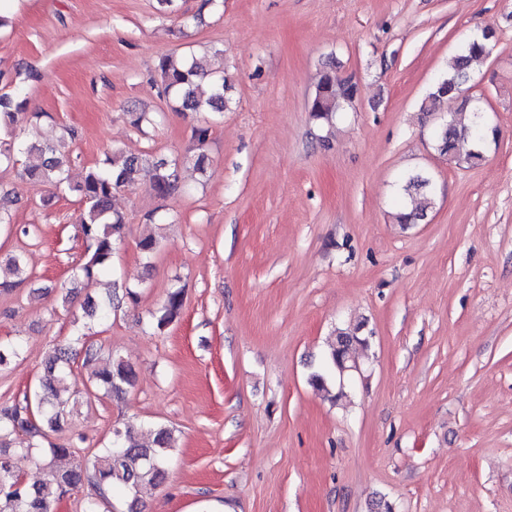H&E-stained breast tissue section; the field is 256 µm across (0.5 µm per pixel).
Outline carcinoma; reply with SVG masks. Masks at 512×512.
<instances>
[{
    "instance_id": "1",
    "label": "carcinoma",
    "mask_w": 512,
    "mask_h": 512,
    "mask_svg": "<svg viewBox=\"0 0 512 512\" xmlns=\"http://www.w3.org/2000/svg\"><path fill=\"white\" fill-rule=\"evenodd\" d=\"M494 31L484 29L467 36L458 52L448 61L429 93L422 100L420 110L438 112L456 100L458 91L469 82L477 65L489 53V43ZM164 93L177 103V111L221 114L228 109L230 98L224 72L209 67L207 60L191 56L168 54L159 59ZM357 86L344 82L336 75L334 63H324L320 70L309 110L319 120L332 123L336 113L352 105ZM26 100L10 95L0 96V168L14 169L19 156H36V162L20 172L23 180L50 185L60 192H69L84 204L77 222L78 236L85 244L83 259L72 270L71 281L91 280L109 272L116 245L123 230V217L112 207L117 190L129 187L143 175L154 192L166 198L183 188L184 173L193 171L205 174L208 157L203 151L210 135L208 123L193 128L196 152L183 158L168 160L151 154L126 155L115 150L106 159L105 166L86 169L79 181H72L71 160L59 151V138L51 136L42 141H16L15 127ZM489 130L480 120V108L475 103L464 102L448 115L436 135L440 153L450 159H463L478 165L483 159L481 145ZM400 209L394 215L399 224H417L427 216L431 204L430 179L421 173L404 177ZM27 278L24 256L12 254L0 260V292H9ZM122 297L111 290L104 298H89L81 306L82 314L73 323L84 322L90 329L112 320ZM183 307L182 290L167 294L166 300L153 315L155 326L162 330L173 323ZM361 326L338 327L328 343L322 367L310 376L311 385L330 399L343 396L344 380L350 364L352 346H368L366 338L358 335ZM71 344L55 346L45 359L48 377L33 390V399L0 409V512H55V505L63 497L85 485L94 494L84 505L83 512H100V504L119 495L125 499L126 512H144V497L159 488L166 480L168 467L175 449L172 429L159 424L151 431V440L139 441L131 426L115 429L110 444L93 455L76 462H69L72 450L64 444L41 447L48 433L61 429L67 418L77 410L79 391L72 390L77 382L109 397H120L136 380L134 366L123 357L105 354L89 340V333L79 329ZM22 355V348L14 342H0V367ZM88 370L81 378L77 368ZM20 437L27 438V446L15 448ZM31 455L47 473L41 482H28L15 467V456Z\"/></svg>"
}]
</instances>
